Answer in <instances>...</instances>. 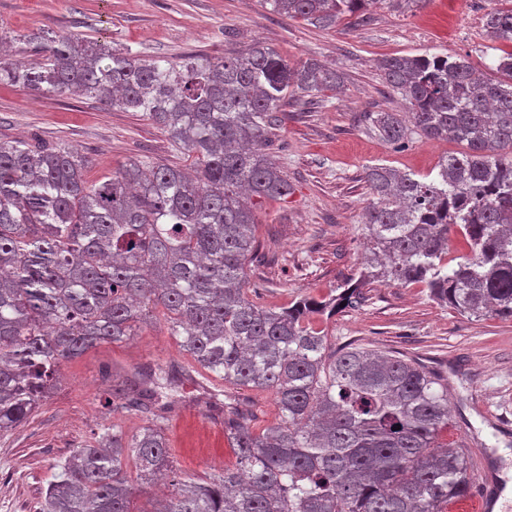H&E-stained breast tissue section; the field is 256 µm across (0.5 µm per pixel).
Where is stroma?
I'll list each match as a JSON object with an SVG mask.
<instances>
[{
  "label": "stroma",
  "mask_w": 512,
  "mask_h": 512,
  "mask_svg": "<svg viewBox=\"0 0 512 512\" xmlns=\"http://www.w3.org/2000/svg\"><path fill=\"white\" fill-rule=\"evenodd\" d=\"M486 0H429L415 11L383 4L365 17L324 28L274 14L260 0H0V28L14 58L35 59L28 35L79 33L133 55L173 61L187 53L241 52L256 40L290 64L314 58L335 68L342 91L305 100L289 97L267 137V151L294 192L285 200L253 199L259 248L246 266L251 300L285 307L302 297L323 299L358 278L367 241L363 214L372 200L367 167L387 165L423 176L439 159L460 152L453 141L413 136L396 148L363 132L368 112H402L401 96L385 87L379 60L428 53L460 56L475 69L512 50L483 27ZM0 138L77 149L88 176L110 175L131 160L187 168V153L152 121L109 110L92 99L59 98L0 85ZM362 302L315 319L336 345L348 343L417 358L448 385V441H466L474 466L498 480L512 446V318L478 319L437 303L418 284L372 282ZM187 355L163 317L118 344H104L62 365L50 398L26 424L0 436V512H39L50 481L74 448L111 425L127 433L144 414L105 402L113 373L163 368ZM194 383L179 388L165 421L173 467L183 479H205L233 466L224 417L210 413Z\"/></svg>",
  "instance_id": "obj_1"
}]
</instances>
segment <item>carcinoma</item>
I'll return each instance as SVG.
<instances>
[{"label":"carcinoma","instance_id":"1","mask_svg":"<svg viewBox=\"0 0 512 512\" xmlns=\"http://www.w3.org/2000/svg\"><path fill=\"white\" fill-rule=\"evenodd\" d=\"M380 1L430 2L263 0L328 28ZM484 27L512 42V4L486 12ZM6 39L0 33V85L142 112L193 158L189 170L131 160L91 181L89 160L72 148L0 139V433L34 416L65 362L125 341L157 309L193 360L115 391L148 423L131 435L114 425L75 449L42 512H137L128 463L145 482L172 471L160 381L201 370L224 383L236 464L207 480L173 475L176 490L154 512H442L469 494L466 445L440 442L448 385L400 352L338 351L313 318L356 306L376 279L420 283L470 317L512 318V52L489 65L493 78L444 54L381 60L409 112H369V131L393 145L416 133L465 149L442 157L428 181L368 167V254L357 282L277 308L245 292L259 247L245 198L292 194L265 152L268 123L290 95L339 88L336 70L292 66L261 42L162 63L48 31L29 38L39 58L22 63ZM452 234L468 249L454 264ZM243 388L272 393L274 425L257 431L230 403Z\"/></svg>","mask_w":512,"mask_h":512}]
</instances>
